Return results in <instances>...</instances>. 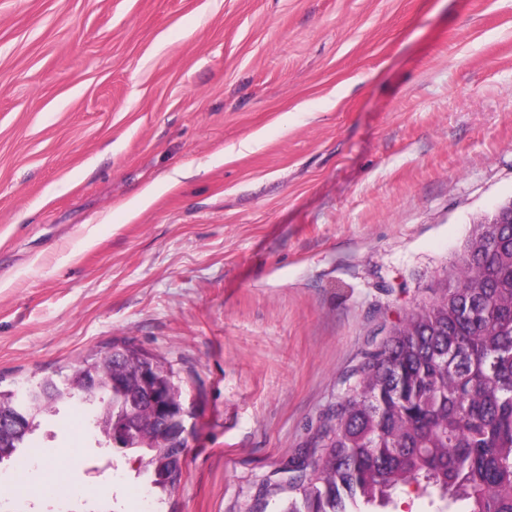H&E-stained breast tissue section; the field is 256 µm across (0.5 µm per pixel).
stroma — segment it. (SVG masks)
<instances>
[{
  "label": "stroma",
  "mask_w": 512,
  "mask_h": 512,
  "mask_svg": "<svg viewBox=\"0 0 512 512\" xmlns=\"http://www.w3.org/2000/svg\"><path fill=\"white\" fill-rule=\"evenodd\" d=\"M512 199V0H0V390L129 342L169 493L60 406L22 512H277L354 370Z\"/></svg>",
  "instance_id": "obj_1"
}]
</instances>
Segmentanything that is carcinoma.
<instances>
[{
	"instance_id": "carcinoma-1",
	"label": "carcinoma",
	"mask_w": 512,
	"mask_h": 512,
	"mask_svg": "<svg viewBox=\"0 0 512 512\" xmlns=\"http://www.w3.org/2000/svg\"><path fill=\"white\" fill-rule=\"evenodd\" d=\"M431 303L395 325L354 372L313 464L291 460L296 496L278 512L386 508L400 486L434 491L461 512H512V223L476 224L454 273ZM149 361L171 405L182 390L171 367L131 345L75 368L99 381L81 390L51 377L28 387L22 413L39 428L61 403L131 415L137 430L119 448L144 450V471L165 490L179 481L186 449L160 434L129 370ZM26 436L0 447V465L32 459Z\"/></svg>"
}]
</instances>
